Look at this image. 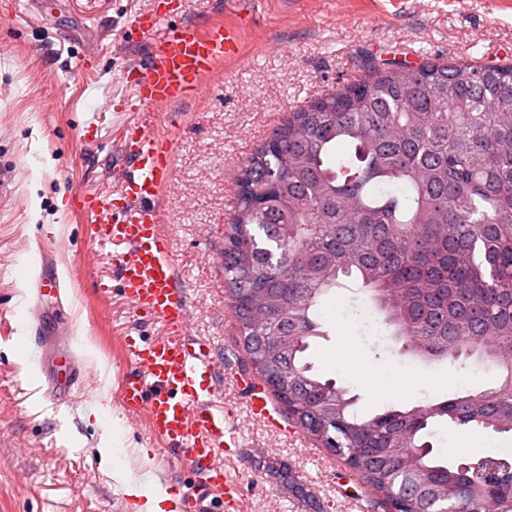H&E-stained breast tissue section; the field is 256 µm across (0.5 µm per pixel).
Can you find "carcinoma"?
<instances>
[{"mask_svg":"<svg viewBox=\"0 0 512 512\" xmlns=\"http://www.w3.org/2000/svg\"><path fill=\"white\" fill-rule=\"evenodd\" d=\"M357 275L403 351L493 365L481 393L361 417L303 362L321 299ZM224 279L258 376L392 512H512V458L488 484L433 453L449 421L512 435V63L374 59L293 112L237 179ZM262 288L265 324L242 303ZM483 337L474 346L471 340Z\"/></svg>","mask_w":512,"mask_h":512,"instance_id":"carcinoma-1","label":"carcinoma"}]
</instances>
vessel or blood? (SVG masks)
Listing matches in <instances>:
<instances>
[{"label":"vessel or blood","instance_id":"obj_1","mask_svg":"<svg viewBox=\"0 0 512 512\" xmlns=\"http://www.w3.org/2000/svg\"><path fill=\"white\" fill-rule=\"evenodd\" d=\"M165 19L155 12L132 22L152 43L131 80L138 120L115 135L112 177L124 192L123 205L113 207L111 196L99 192L80 191L71 201L87 220L90 242L114 249L121 290L135 314L157 319L164 328L163 336L150 341L121 337L131 363L120 384L122 407L145 418L152 435L198 474V490L186 495L183 512H212L206 504L210 497L225 512H236V484L216 464L235 438L225 426L229 412L216 383L214 355L209 345L189 334L186 292L177 277L172 241L160 225L158 201L173 176L175 139L153 130L156 112L205 93V76L232 54L235 38L228 27L212 23L154 40ZM64 288L61 275L37 274L25 322L28 341L40 353L45 395L53 401L65 399L87 373L72 346L68 318L50 313L51 307H62ZM238 384L247 393L249 411L269 427L280 428L264 387L245 377Z\"/></svg>","mask_w":512,"mask_h":512}]
</instances>
